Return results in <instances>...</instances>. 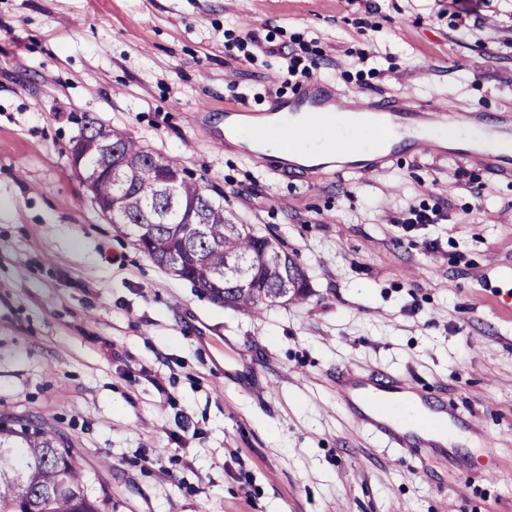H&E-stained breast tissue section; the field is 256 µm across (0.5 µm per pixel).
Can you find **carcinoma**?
Masks as SVG:
<instances>
[{"mask_svg":"<svg viewBox=\"0 0 512 512\" xmlns=\"http://www.w3.org/2000/svg\"><path fill=\"white\" fill-rule=\"evenodd\" d=\"M103 127L86 128L83 167L98 171L97 191L116 201L119 225L134 245L161 267L218 301L224 287L237 288L230 307L257 313L288 301H304L309 284L304 268L280 244L235 223L220 206L209 203L200 183L182 171L174 190L164 188L165 160L114 130L120 168L110 169L97 146ZM100 512L98 500L85 493L84 475L53 428L29 417L0 421V512Z\"/></svg>","mask_w":512,"mask_h":512,"instance_id":"obj_1","label":"carcinoma"}]
</instances>
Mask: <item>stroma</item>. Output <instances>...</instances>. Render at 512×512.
Returning a JSON list of instances; mask_svg holds the SVG:
<instances>
[{
  "label": "stroma",
  "mask_w": 512,
  "mask_h": 512,
  "mask_svg": "<svg viewBox=\"0 0 512 512\" xmlns=\"http://www.w3.org/2000/svg\"><path fill=\"white\" fill-rule=\"evenodd\" d=\"M289 49L318 68L290 82ZM313 80L512 114V0H0V417L57 430L102 512H512V178L413 153L305 178L225 146V107ZM99 124L293 253L308 300L234 310L141 253L71 163ZM373 370L491 451L360 428L336 383Z\"/></svg>",
  "instance_id": "1"
}]
</instances>
